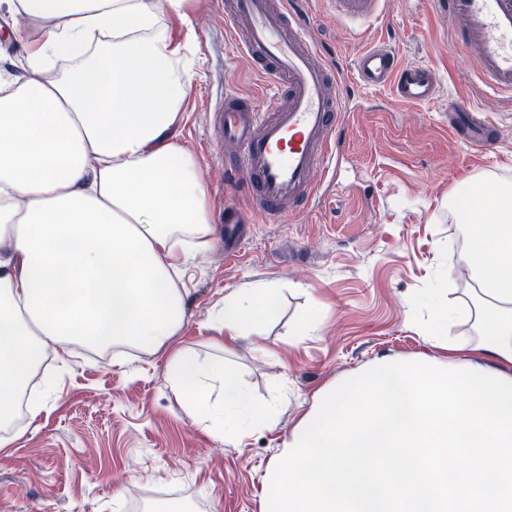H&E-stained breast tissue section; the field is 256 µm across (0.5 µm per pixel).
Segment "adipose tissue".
Returning <instances> with one entry per match:
<instances>
[{"label": "adipose tissue", "instance_id": "obj_1", "mask_svg": "<svg viewBox=\"0 0 512 512\" xmlns=\"http://www.w3.org/2000/svg\"><path fill=\"white\" fill-rule=\"evenodd\" d=\"M41 20L21 65L0 61V447L20 437L16 404L41 361L69 347L167 350L174 395L211 429L269 427L222 357L174 340V278L213 233L206 190L179 142L192 81L170 17L189 0H7ZM70 58L62 76L57 59ZM278 288L225 296L224 338L250 335Z\"/></svg>", "mask_w": 512, "mask_h": 512}]
</instances>
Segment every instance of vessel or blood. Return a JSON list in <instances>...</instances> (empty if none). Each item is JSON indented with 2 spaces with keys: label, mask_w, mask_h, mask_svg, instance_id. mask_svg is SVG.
<instances>
[{
  "label": "vessel or blood",
  "mask_w": 512,
  "mask_h": 512,
  "mask_svg": "<svg viewBox=\"0 0 512 512\" xmlns=\"http://www.w3.org/2000/svg\"><path fill=\"white\" fill-rule=\"evenodd\" d=\"M382 0H332L339 18L374 17ZM448 22L474 61L486 86L512 95V0H445ZM296 0H220L218 7L235 33L237 50L250 58L272 89L265 107L253 98L229 94L212 116L216 139L233 142L236 155L228 180L247 193L252 211L281 217L305 207L338 168L337 128L344 85L308 41ZM368 87L392 86L406 104L432 100L435 71L400 63L386 46L363 52L356 62ZM250 236L246 224L224 228V254L238 256Z\"/></svg>",
  "instance_id": "vessel-or-blood-1"
}]
</instances>
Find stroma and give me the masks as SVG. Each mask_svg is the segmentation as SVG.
<instances>
[{
	"mask_svg": "<svg viewBox=\"0 0 512 512\" xmlns=\"http://www.w3.org/2000/svg\"><path fill=\"white\" fill-rule=\"evenodd\" d=\"M297 8L346 83L344 160L311 204L276 221L252 216L245 193L222 182L228 157L211 127L225 94L261 106L268 87L235 49L216 0H191L188 22L168 21L193 48L180 141L196 159L214 225L177 282L186 319L176 343L204 358L225 354L252 397L274 404V424L241 437L209 431L172 393L162 351L78 352L64 366L50 355L33 386L42 413L34 420L19 406L13 427L22 436L0 450V512H267L264 473L320 390L381 358L447 360L444 340L413 323L409 296L442 262L449 302L465 296L456 260L465 239L448 200L467 176L512 180V97L484 86L439 0H386L378 17L355 25L329 0ZM381 44L435 70L433 100L409 106L390 88L360 85L357 58ZM452 102L495 121L494 149L450 129ZM229 208L253 219L231 261ZM258 283L280 288L275 314L220 351L225 295ZM311 309L316 330L295 335Z\"/></svg>",
	"mask_w": 512,
	"mask_h": 512,
	"instance_id": "obj_1",
	"label": "stroma"
}]
</instances>
